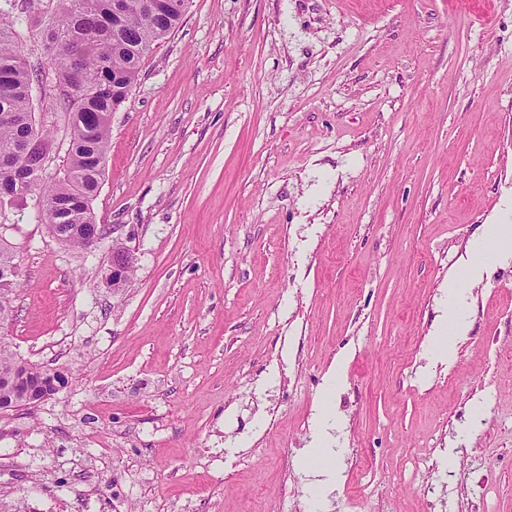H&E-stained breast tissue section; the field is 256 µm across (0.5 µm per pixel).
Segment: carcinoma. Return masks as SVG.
Here are the masks:
<instances>
[{"mask_svg": "<svg viewBox=\"0 0 512 512\" xmlns=\"http://www.w3.org/2000/svg\"><path fill=\"white\" fill-rule=\"evenodd\" d=\"M186 0H0V227L1 208L20 207L37 191L50 236L60 245L90 251L104 234L92 208L105 173L112 112L136 83L144 59L179 26ZM41 26L48 67L30 62L19 49L18 27L30 13ZM49 92L54 114L64 117L67 149L62 165L46 178L55 125L36 121L34 90ZM0 237V270L19 267ZM18 280L0 299V324L13 313ZM21 357L0 337V376Z\"/></svg>", "mask_w": 512, "mask_h": 512, "instance_id": "cac0c4a2", "label": "carcinoma"}]
</instances>
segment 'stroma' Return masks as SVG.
<instances>
[{
  "instance_id": "35a3bbf8",
  "label": "stroma",
  "mask_w": 512,
  "mask_h": 512,
  "mask_svg": "<svg viewBox=\"0 0 512 512\" xmlns=\"http://www.w3.org/2000/svg\"><path fill=\"white\" fill-rule=\"evenodd\" d=\"M39 199L0 335L69 382L0 412L19 512H512V256L472 250L512 221V0H190L112 115L114 238ZM119 249H116L115 251H112V266L108 269V273L106 275L107 279L109 281L112 280V284H121L124 283L127 280V269H128V277L132 276L137 268V258L135 256H132L129 261L128 265H126V262L121 256H119V253L126 254H133V252L124 246V243H118Z\"/></svg>"
}]
</instances>
